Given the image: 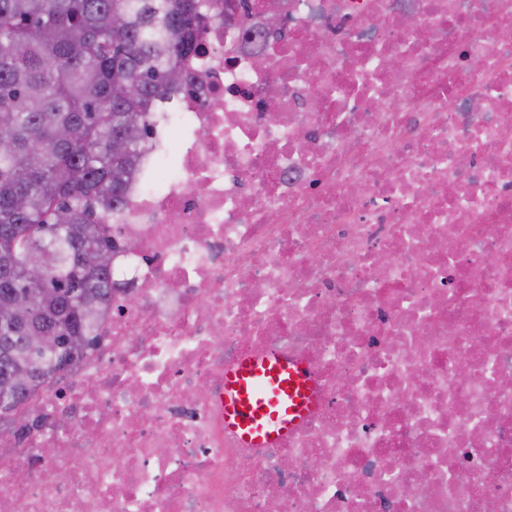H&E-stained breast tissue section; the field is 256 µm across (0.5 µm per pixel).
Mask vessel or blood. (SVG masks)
Returning a JSON list of instances; mask_svg holds the SVG:
<instances>
[{"label":"vessel or blood","mask_w":512,"mask_h":512,"mask_svg":"<svg viewBox=\"0 0 512 512\" xmlns=\"http://www.w3.org/2000/svg\"><path fill=\"white\" fill-rule=\"evenodd\" d=\"M314 404V379L301 360L277 353L246 357L224 374V425L247 446L277 442Z\"/></svg>","instance_id":"1"}]
</instances>
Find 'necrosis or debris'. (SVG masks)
I'll use <instances>...</instances> for the list:
<instances>
[{
  "label": "necrosis or debris",
  "instance_id": "necrosis-or-debris-1",
  "mask_svg": "<svg viewBox=\"0 0 512 512\" xmlns=\"http://www.w3.org/2000/svg\"><path fill=\"white\" fill-rule=\"evenodd\" d=\"M270 2L205 0L131 288L0 428V512H512V0ZM267 352L316 403L249 448L224 373Z\"/></svg>",
  "mask_w": 512,
  "mask_h": 512
}]
</instances>
